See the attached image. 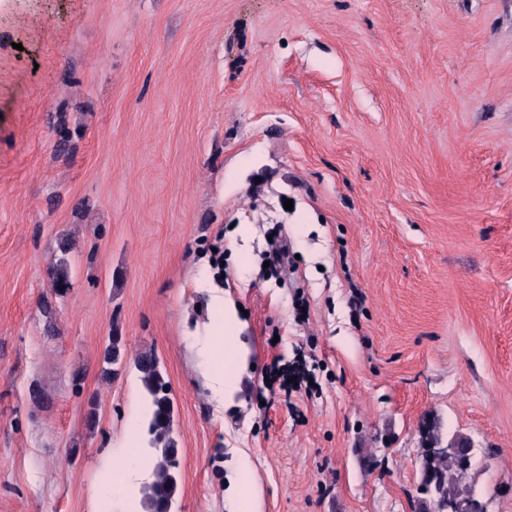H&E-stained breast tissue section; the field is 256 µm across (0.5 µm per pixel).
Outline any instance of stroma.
<instances>
[{
  "label": "stroma",
  "instance_id": "obj_1",
  "mask_svg": "<svg viewBox=\"0 0 512 512\" xmlns=\"http://www.w3.org/2000/svg\"><path fill=\"white\" fill-rule=\"evenodd\" d=\"M148 350L174 512H415L431 420L512 512V0H0V512H143ZM216 301L222 306L224 313V370H220V356L215 351L212 352V362L215 366L213 375V388L215 393L218 395L220 400L223 402H229L232 400L238 390V376L236 371H233L231 367H226V346H231L236 340L237 336L231 334L232 330L240 324L238 319V310L235 302L229 298L216 297ZM124 344L122 336H119L118 332H113L112 336H109L108 344L106 345L103 353V367L102 374L106 378H111L117 375V369L114 366L121 363L124 357ZM147 401V418L143 431L152 481L143 485L144 512H172L179 492L176 440L173 437L174 401L158 358L151 351L134 359ZM224 494L232 512H256V493L251 481L249 464L244 457L235 462V478L228 483Z\"/></svg>",
  "mask_w": 512,
  "mask_h": 512
}]
</instances>
